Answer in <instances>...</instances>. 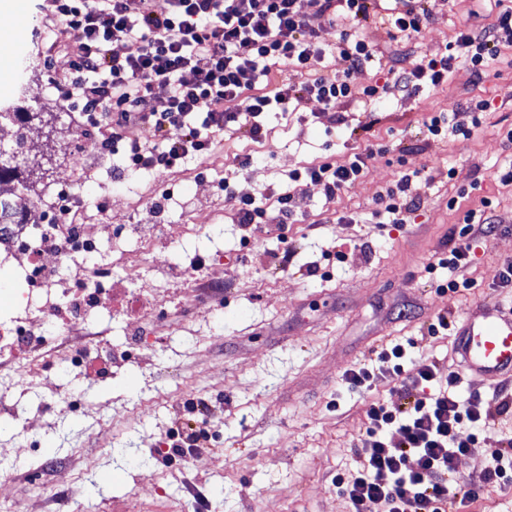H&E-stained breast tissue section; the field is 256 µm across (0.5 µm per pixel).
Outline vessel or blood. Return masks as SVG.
<instances>
[{
  "mask_svg": "<svg viewBox=\"0 0 512 512\" xmlns=\"http://www.w3.org/2000/svg\"><path fill=\"white\" fill-rule=\"evenodd\" d=\"M455 348L469 380H512V307L485 300L463 312L455 330Z\"/></svg>",
  "mask_w": 512,
  "mask_h": 512,
  "instance_id": "vessel-or-blood-1",
  "label": "vessel or blood"
}]
</instances>
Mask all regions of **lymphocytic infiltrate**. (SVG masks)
<instances>
[{
	"label": "lymphocytic infiltrate",
	"mask_w": 512,
	"mask_h": 512,
	"mask_svg": "<svg viewBox=\"0 0 512 512\" xmlns=\"http://www.w3.org/2000/svg\"><path fill=\"white\" fill-rule=\"evenodd\" d=\"M395 2L384 13L374 0H49V6L76 36L67 51L76 74L63 84V97L98 130L96 151L120 157L115 174L122 178L179 166L210 151L227 132L262 139L265 113L295 112L311 100L342 125L346 117L336 105H376L393 88L409 95L436 89L460 61L480 77L512 48V6L502 4L491 24L462 26L438 55L383 60L370 29L412 42L445 0ZM326 22L338 30L335 43L318 38ZM374 63L388 83L352 84L351 71ZM158 87L168 88L166 100L156 99ZM490 108L488 100L472 99L432 113L427 137H469ZM132 124L149 126L152 142L128 138ZM366 159L355 153L340 164L328 157L292 171L290 179L320 186L331 200L362 175ZM217 187L233 202L235 223L252 230L298 219L292 194L278 195L272 215L237 183L224 178ZM500 227L491 201L482 200L460 229H449L439 267L452 274L467 267L475 256L473 239ZM408 360L405 347L391 342L374 364L345 375L354 391L390 380L399 398L395 406H368L354 466L333 478L349 512H464L484 486L512 484V436L495 428L499 417L512 414V388L465 393L457 368L445 371L432 362L411 371ZM203 414V405H185L183 424L168 433L170 457L186 462L205 451L204 434L194 427ZM479 450L489 454V464L478 477L459 479L456 458Z\"/></svg>",
	"instance_id": "1"
}]
</instances>
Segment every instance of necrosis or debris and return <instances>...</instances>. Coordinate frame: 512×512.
<instances>
[{
  "label": "necrosis or debris",
  "instance_id": "1",
  "mask_svg": "<svg viewBox=\"0 0 512 512\" xmlns=\"http://www.w3.org/2000/svg\"><path fill=\"white\" fill-rule=\"evenodd\" d=\"M47 224L0 226V261L11 264L22 286L14 299L15 312L0 320V383L22 388L35 382L53 384L58 396L55 409H68L73 397L65 378L76 372L83 356L101 354L109 366L120 369L127 361L105 348L93 323L109 296L117 294L114 268L135 262L139 254L153 249L158 227L154 224H117L112 229V263L100 262L99 227L81 221L72 209L69 223L59 225L62 244L47 247ZM135 240L137 250L126 249ZM67 283L68 300L58 305L60 283ZM133 314L126 329L145 332L158 323L160 303L168 301V290L151 286L132 291Z\"/></svg>",
  "mask_w": 512,
  "mask_h": 512
}]
</instances>
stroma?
Masks as SVG:
<instances>
[{
  "instance_id": "1",
  "label": "stroma",
  "mask_w": 512,
  "mask_h": 512,
  "mask_svg": "<svg viewBox=\"0 0 512 512\" xmlns=\"http://www.w3.org/2000/svg\"><path fill=\"white\" fill-rule=\"evenodd\" d=\"M16 2L18 11L0 10V69L16 67L11 84L0 86V99L55 116L29 126L37 143L27 159L37 203L30 223H47L59 195L69 193L88 223L102 225L106 260L110 225L178 227L208 212L211 220L194 235H169L125 275L142 283L170 262L193 267L205 256L211 263L194 268L196 276L227 280L230 288L221 308L189 320L183 314L190 291L184 285L173 290L166 317L152 330L150 365L129 366L85 389L79 416L48 418L43 433L53 441V456L38 450L14 463L5 450L15 433L0 428V470H12L19 483L38 464L76 471V484L57 489L74 500V512H194L198 503L207 512H348L332 478L354 465L352 448L368 404L391 405L397 398L385 380L368 391L349 390L346 372L389 341L408 343L414 362L448 367L453 339L430 335L429 323L443 313L459 319L484 300L512 303V290L498 285L503 261L512 259V232L480 239L475 261L456 274L471 281L467 290L439 292L449 274L435 265L449 228L479 208L482 198L512 225V185L497 179L499 167L512 159V148L498 135L512 126V66L489 69L479 79L459 66L435 90L415 96L394 91L374 107L351 102L341 108L347 122L339 127L315 101L299 114L270 112L262 140L229 133L205 157L116 184L111 158L96 155L84 141L54 82V59L69 32L49 19L43 0ZM493 16L487 2L448 0L411 44L390 45L382 29L370 30L369 37L384 52L432 55L462 25L480 28ZM473 98L492 103L478 131L426 143L430 113ZM364 151L369 157L362 176L334 200H326L319 186L289 179L293 170L326 156L341 163ZM247 155L253 163L243 171L242 188L271 208L278 194L291 193L299 210L296 223L271 224L269 233L250 240L213 186L239 170ZM406 170L418 173L412 194L421 206L403 213L396 229L377 215L375 198ZM168 188L175 191L173 201L155 211L154 201ZM452 197L457 205L450 209ZM314 265L320 274H310ZM190 401L220 407L222 416L203 425L211 466L186 470L179 461H164L162 450ZM133 448L153 465L160 493L134 494L140 469L129 454ZM108 471L114 476L109 483L101 479Z\"/></svg>"
}]
</instances>
